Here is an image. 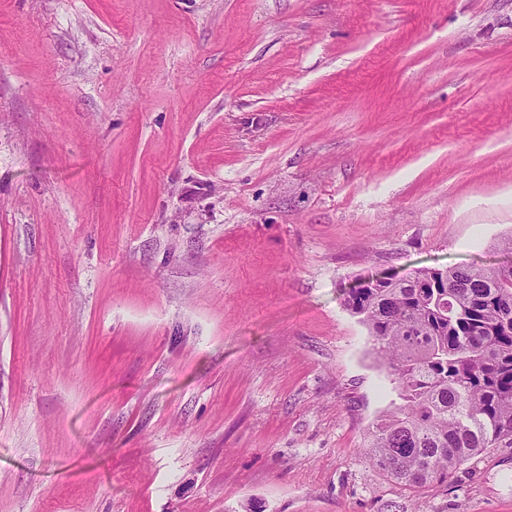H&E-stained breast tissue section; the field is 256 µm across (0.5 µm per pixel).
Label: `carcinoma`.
<instances>
[{
  "mask_svg": "<svg viewBox=\"0 0 512 512\" xmlns=\"http://www.w3.org/2000/svg\"><path fill=\"white\" fill-rule=\"evenodd\" d=\"M344 303L369 327L403 400L368 430L369 464L420 488L512 447V265L372 278Z\"/></svg>",
  "mask_w": 512,
  "mask_h": 512,
  "instance_id": "cac0c4a2",
  "label": "carcinoma"
}]
</instances>
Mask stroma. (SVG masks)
Listing matches in <instances>:
<instances>
[{
    "mask_svg": "<svg viewBox=\"0 0 512 512\" xmlns=\"http://www.w3.org/2000/svg\"><path fill=\"white\" fill-rule=\"evenodd\" d=\"M511 236L512 0H0V512H512L343 304Z\"/></svg>",
    "mask_w": 512,
    "mask_h": 512,
    "instance_id": "stroma-1",
    "label": "stroma"
}]
</instances>
